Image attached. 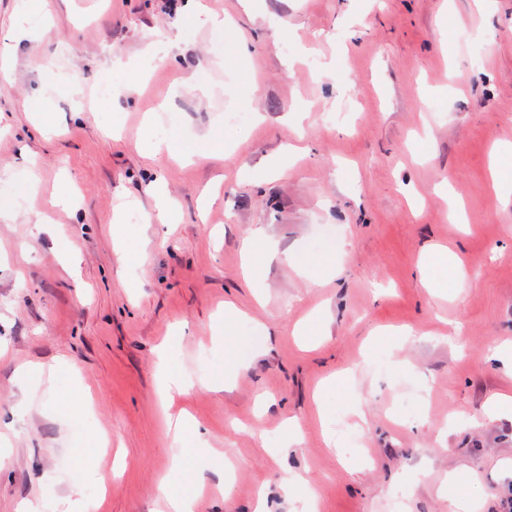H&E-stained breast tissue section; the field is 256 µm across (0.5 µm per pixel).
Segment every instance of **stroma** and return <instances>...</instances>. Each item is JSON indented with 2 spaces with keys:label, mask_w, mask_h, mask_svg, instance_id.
<instances>
[{
  "label": "stroma",
  "mask_w": 512,
  "mask_h": 512,
  "mask_svg": "<svg viewBox=\"0 0 512 512\" xmlns=\"http://www.w3.org/2000/svg\"><path fill=\"white\" fill-rule=\"evenodd\" d=\"M184 2L0 0V512L74 487L95 512H165L190 475L195 512H501L512 420L486 403L512 371L486 354L512 341V0H200L220 26ZM173 33L176 63L142 70ZM151 134L224 152L153 155ZM160 173L175 224L150 219ZM259 228L280 252L249 280ZM439 249L465 284L432 298ZM168 339L197 442L167 424ZM157 368L160 375L162 394L169 398L194 385V381L190 376L184 375L173 367L166 349H160L157 353Z\"/></svg>",
  "instance_id": "stroma-1"
}]
</instances>
